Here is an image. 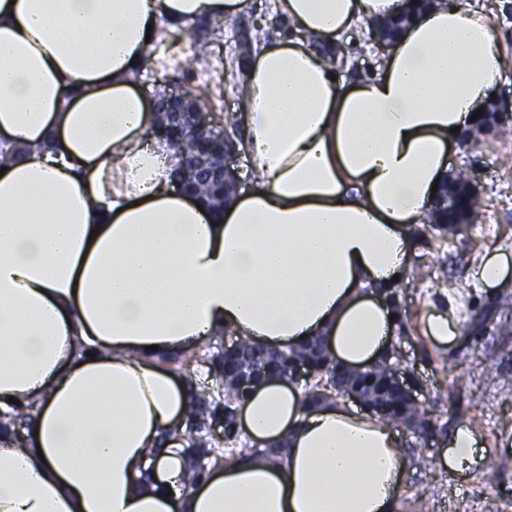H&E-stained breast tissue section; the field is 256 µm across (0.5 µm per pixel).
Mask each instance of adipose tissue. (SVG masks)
Instances as JSON below:
<instances>
[{
	"mask_svg": "<svg viewBox=\"0 0 512 512\" xmlns=\"http://www.w3.org/2000/svg\"><path fill=\"white\" fill-rule=\"evenodd\" d=\"M293 36L252 50L239 87L250 175L220 209L172 176L138 83L166 18H232L248 0H0V512H396L397 431L281 380L240 404L239 448L184 488L189 390L162 364L219 332L264 349L318 338L364 369L400 327L387 297L448 156L506 66L470 0H273ZM411 20L347 83L310 40ZM458 424L440 459L484 457Z\"/></svg>",
	"mask_w": 512,
	"mask_h": 512,
	"instance_id": "1",
	"label": "adipose tissue"
}]
</instances>
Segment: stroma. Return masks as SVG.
<instances>
[{
	"label": "stroma",
	"mask_w": 512,
	"mask_h": 512,
	"mask_svg": "<svg viewBox=\"0 0 512 512\" xmlns=\"http://www.w3.org/2000/svg\"><path fill=\"white\" fill-rule=\"evenodd\" d=\"M493 10L499 22L509 63L493 91L512 111V0H476ZM269 0H253L247 13L221 22L206 59L182 69L176 66L146 76L144 95L177 85L193 90L203 111L224 116L238 112L237 88L242 71L236 55L240 35L254 45L279 36L278 27L261 26ZM346 55L340 77L352 81L371 75L381 55L368 29L341 40ZM451 172L475 170L480 180L481 215L460 237L423 233L411 256L412 273L397 287L406 332L397 337L401 366L418 383L417 398L436 422L427 442L400 429L404 443L406 481L398 512H500L499 495L512 492V325L501 326L489 310L512 288H491L470 277V268L486 246L499 245L512 259V135L490 132L460 142L449 156ZM453 309L456 338L439 344L425 336L421 316L432 308ZM476 427L486 443L487 462L466 477L449 474L436 462L448 437L461 421Z\"/></svg>",
	"instance_id": "1"
}]
</instances>
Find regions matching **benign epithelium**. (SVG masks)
<instances>
[{
	"instance_id": "benign-epithelium-1",
	"label": "benign epithelium",
	"mask_w": 512,
	"mask_h": 512,
	"mask_svg": "<svg viewBox=\"0 0 512 512\" xmlns=\"http://www.w3.org/2000/svg\"><path fill=\"white\" fill-rule=\"evenodd\" d=\"M406 17L401 16L391 23H375L372 26V35L377 43L386 48L395 38V30L401 28ZM151 111L158 116L154 133L165 138L170 145L183 151L188 162L175 178L180 192H186L196 180L201 179L211 183L229 182L239 184L232 166L233 159L241 154L240 142L237 138L226 132L222 136L221 144H216V126L202 116V109L194 98L184 90L166 91L165 94L153 95L150 100ZM512 121V114L503 111L502 106L495 100L490 101L485 109L483 129L500 128ZM478 191L474 176L467 175L457 181H450L441 190L436 199L437 210L448 215V224H471L472 214L461 206L462 200ZM390 388L409 406L418 407L420 403L415 397L417 383L408 371L400 370V360L386 358ZM281 375L274 369L263 368L253 374L240 379L243 390L249 391L257 384L269 380L279 379ZM291 383L305 382L310 384L313 372L308 360L298 359L292 367L290 374L284 377ZM323 392L335 397L350 396L360 402L367 410L378 412L381 404L387 399L384 389L365 390L359 385H342L334 380L322 384Z\"/></svg>"
}]
</instances>
